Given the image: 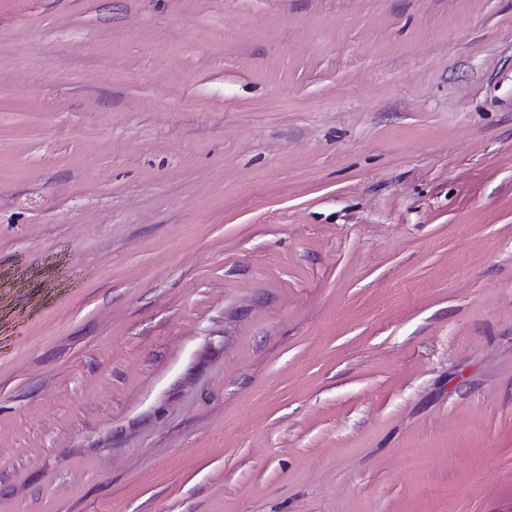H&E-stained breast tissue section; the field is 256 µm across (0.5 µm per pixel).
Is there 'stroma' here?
Listing matches in <instances>:
<instances>
[{
    "instance_id": "1",
    "label": "stroma",
    "mask_w": 512,
    "mask_h": 512,
    "mask_svg": "<svg viewBox=\"0 0 512 512\" xmlns=\"http://www.w3.org/2000/svg\"><path fill=\"white\" fill-rule=\"evenodd\" d=\"M0 512H512V0H0Z\"/></svg>"
}]
</instances>
